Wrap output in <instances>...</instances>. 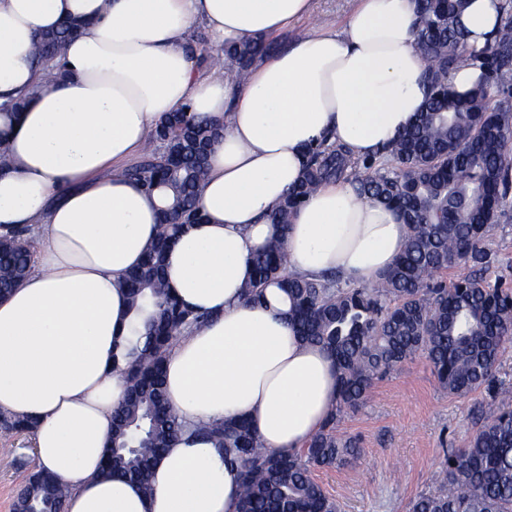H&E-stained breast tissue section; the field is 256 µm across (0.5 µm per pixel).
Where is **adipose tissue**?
<instances>
[{"instance_id":"obj_1","label":"adipose tissue","mask_w":512,"mask_h":512,"mask_svg":"<svg viewBox=\"0 0 512 512\" xmlns=\"http://www.w3.org/2000/svg\"><path fill=\"white\" fill-rule=\"evenodd\" d=\"M288 51L266 57L242 83L201 73L187 35L271 39L312 13L313 0H0V103L24 92L22 112L0 114L9 168L0 173V232L29 227L33 267L0 301V410L34 421L39 468L68 489L65 512H236L235 472L211 443L182 439L154 472V492L101 474L112 413L125 391L112 346L129 315L122 273L159 232L157 197L123 177L163 114L191 105L223 122L200 205L167 259L173 293L209 314L180 336L165 363L170 401L194 427L247 420L265 446L304 448L337 397L338 370L302 344L280 291L244 301L249 260L284 236L288 272H327L365 284L393 266L408 229L346 181L321 185L287 233L266 213L301 177L322 139L352 160L377 155L421 108L425 64L415 0H353ZM502 0H470L458 18L482 48ZM91 24L67 48L66 78L36 66L39 35L69 18Z\"/></svg>"}]
</instances>
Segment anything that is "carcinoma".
<instances>
[{"label":"carcinoma","instance_id":"carcinoma-1","mask_svg":"<svg viewBox=\"0 0 512 512\" xmlns=\"http://www.w3.org/2000/svg\"><path fill=\"white\" fill-rule=\"evenodd\" d=\"M468 0H416V45L425 62L431 95L416 121L376 158L358 165L324 139L309 152L300 183L269 215L281 237L251 257L242 289L249 302L275 283L290 303L289 321L302 340L321 346L339 369L337 399L324 426L299 451L271 450L243 420H216L193 433L210 441L239 472L238 512H338L312 477L313 467L358 458V443L337 430L338 421L363 407L377 380L419 353L440 386L466 394L490 385L503 344L512 339V288L491 283L486 239L508 220L512 206V0L492 44L469 48L454 26ZM72 23L47 33L36 56L47 75L79 29ZM276 49L263 39L224 48L227 75L240 79ZM479 64L480 87L460 94L449 77L461 63ZM224 134L219 123L187 104L165 114L154 137L165 139L124 175L147 190H169L173 202L160 212V232L140 266L126 272L130 324L113 354L112 370L126 395L112 415V440L102 474L125 476L153 491V470L170 443L188 427L170 405L164 362L174 338L209 322L173 296L165 278L167 251L186 233L203 189L211 146ZM350 181L367 198L394 208L409 234L394 266L370 284L335 274L320 278L284 272V235L292 212L320 185ZM32 238L0 235V298L16 288L33 264ZM463 273L451 282L448 271ZM34 423L0 412V428L29 434ZM65 486L53 475L32 473L15 506L29 512H63ZM410 512H512V405L485 414L468 444L452 448L438 490L419 495Z\"/></svg>","mask_w":512,"mask_h":512}]
</instances>
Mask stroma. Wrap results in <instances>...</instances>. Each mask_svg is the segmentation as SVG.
<instances>
[{"mask_svg":"<svg viewBox=\"0 0 512 512\" xmlns=\"http://www.w3.org/2000/svg\"><path fill=\"white\" fill-rule=\"evenodd\" d=\"M352 7V0H314L311 18L278 37L280 48L312 24L342 20ZM489 248V279L512 286V221L495 224ZM497 388L512 390V341L501 353L494 387L465 395L441 388L425 356L417 355L376 382L364 407L339 422L340 432L359 439L360 457L313 476L339 512H409L414 498L434 489L448 450L462 447L475 432L477 414ZM36 468L31 437L0 429V512H13L18 490Z\"/></svg>","mask_w":512,"mask_h":512,"instance_id":"35a3bbf8","label":"stroma"}]
</instances>
